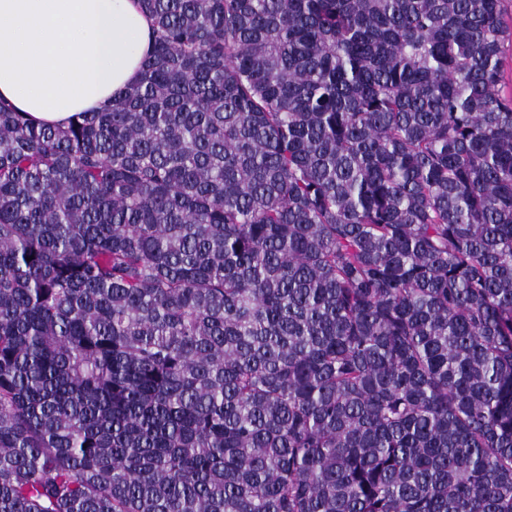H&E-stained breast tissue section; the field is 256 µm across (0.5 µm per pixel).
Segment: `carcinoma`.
<instances>
[{"instance_id": "obj_1", "label": "carcinoma", "mask_w": 512, "mask_h": 512, "mask_svg": "<svg viewBox=\"0 0 512 512\" xmlns=\"http://www.w3.org/2000/svg\"><path fill=\"white\" fill-rule=\"evenodd\" d=\"M137 4L0 102V512H512L504 0ZM137 0H0V99L35 123L107 112L153 42Z\"/></svg>"}]
</instances>
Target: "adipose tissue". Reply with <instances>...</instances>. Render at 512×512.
<instances>
[{
  "label": "adipose tissue",
  "instance_id": "1",
  "mask_svg": "<svg viewBox=\"0 0 512 512\" xmlns=\"http://www.w3.org/2000/svg\"><path fill=\"white\" fill-rule=\"evenodd\" d=\"M152 42L136 0H0V99L50 125L108 111Z\"/></svg>",
  "mask_w": 512,
  "mask_h": 512
}]
</instances>
